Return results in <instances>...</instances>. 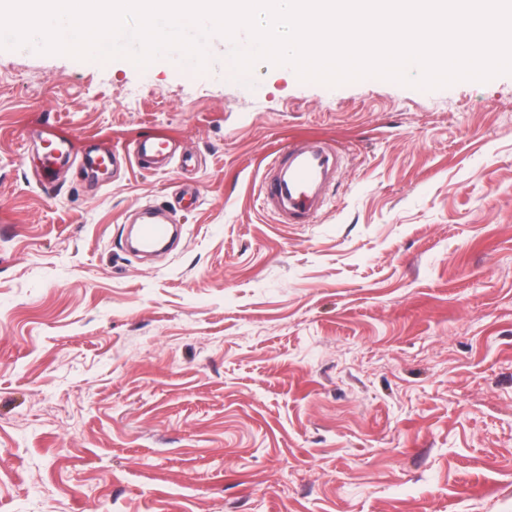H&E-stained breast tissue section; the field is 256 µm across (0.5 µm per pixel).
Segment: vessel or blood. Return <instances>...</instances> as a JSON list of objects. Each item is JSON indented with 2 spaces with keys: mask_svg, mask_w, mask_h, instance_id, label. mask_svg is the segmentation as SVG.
Returning a JSON list of instances; mask_svg holds the SVG:
<instances>
[{
  "mask_svg": "<svg viewBox=\"0 0 512 512\" xmlns=\"http://www.w3.org/2000/svg\"><path fill=\"white\" fill-rule=\"evenodd\" d=\"M34 137L44 145L42 184L52 187L54 168L60 157L78 158L85 149L68 131L46 125L35 130ZM168 142L158 133H142L133 139L128 157L140 167L162 163ZM338 153L324 140L298 139L278 151L267 163L261 186V206L282 224H310L323 208L327 192L336 178ZM140 241L151 249L165 243L171 228L158 207H148L141 214Z\"/></svg>",
  "mask_w": 512,
  "mask_h": 512,
  "instance_id": "vessel-or-blood-1",
  "label": "vessel or blood"
}]
</instances>
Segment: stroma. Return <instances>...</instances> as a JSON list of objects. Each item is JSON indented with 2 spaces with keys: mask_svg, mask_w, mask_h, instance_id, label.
<instances>
[{
  "mask_svg": "<svg viewBox=\"0 0 512 512\" xmlns=\"http://www.w3.org/2000/svg\"><path fill=\"white\" fill-rule=\"evenodd\" d=\"M212 43L202 72L0 49V512H512V74L245 86ZM43 122L178 152L49 193ZM313 137L327 202L277 223L266 159ZM152 204L182 238L143 260Z\"/></svg>",
  "mask_w": 512,
  "mask_h": 512,
  "instance_id": "obj_1",
  "label": "stroma"
}]
</instances>
